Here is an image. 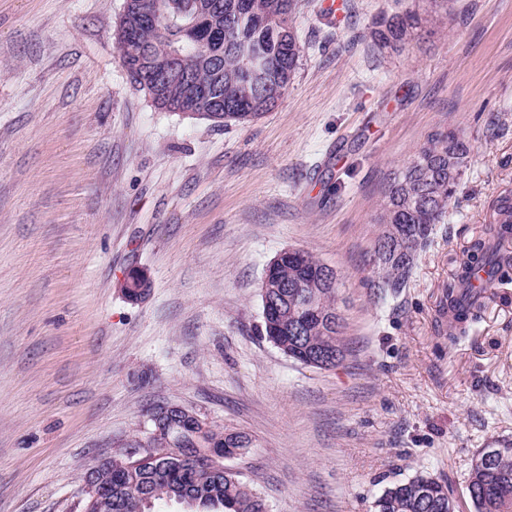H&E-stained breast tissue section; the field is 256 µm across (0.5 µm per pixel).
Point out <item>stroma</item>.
<instances>
[{"instance_id":"1","label":"stroma","mask_w":512,"mask_h":512,"mask_svg":"<svg viewBox=\"0 0 512 512\" xmlns=\"http://www.w3.org/2000/svg\"><path fill=\"white\" fill-rule=\"evenodd\" d=\"M300 0L277 105L219 127L155 109L123 68L124 0H0V512H83L87 468L178 406L254 445L271 512H374L425 471L474 512L473 455L512 444V275L478 323L440 322L457 259L512 194V0H451L403 50L370 36L426 0ZM471 146L406 288H372L392 173L440 129ZM336 269L345 360L260 336L269 262ZM145 274L132 302L119 284Z\"/></svg>"}]
</instances>
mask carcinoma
Masks as SVG:
<instances>
[{"instance_id":"obj_1","label":"carcinoma","mask_w":512,"mask_h":512,"mask_svg":"<svg viewBox=\"0 0 512 512\" xmlns=\"http://www.w3.org/2000/svg\"><path fill=\"white\" fill-rule=\"evenodd\" d=\"M298 6L299 0H125V15L147 10L153 22L118 44L123 67L159 110L181 112L190 79L213 90V100L198 103V117L217 125L252 122L275 107L296 72L302 56L293 28ZM422 25L421 15L408 11L377 22L371 37L401 50ZM168 48L182 54L188 77H171L156 95L141 80L137 64L146 54ZM469 154V143L455 132L437 131L394 174L377 217L381 232L373 287L396 293L406 286L417 255L448 216ZM494 214V222L462 253L441 299L450 336L477 321L483 294L512 268V253L501 248V241L512 237L511 194L498 197ZM322 267L300 251L269 269L271 285H284L285 298L276 308L262 307L260 333L293 360L329 370L345 357L343 319L336 289L321 283ZM150 421L147 445L154 459L132 469L125 451L112 455V470L100 474L112 497V509L104 512H122L128 473L145 496L142 512L164 499L190 512H270L242 474L224 465L252 446L247 432L216 431L182 407L167 413L160 407ZM468 492L475 512H512V446L497 449L487 466L471 465ZM374 512H455V504L447 485L418 472L386 487L374 501Z\"/></svg>"}]
</instances>
